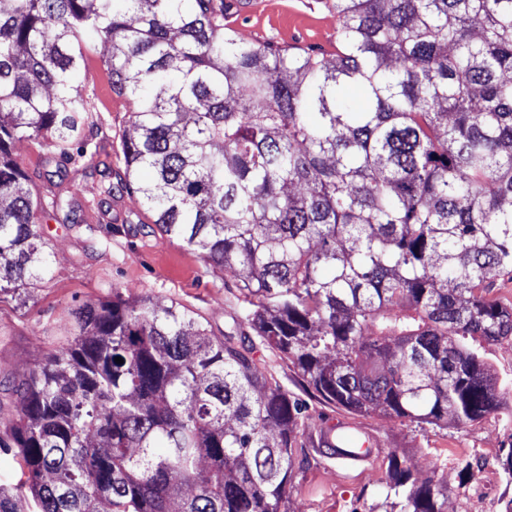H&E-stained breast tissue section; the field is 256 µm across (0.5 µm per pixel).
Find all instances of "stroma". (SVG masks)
<instances>
[{"mask_svg":"<svg viewBox=\"0 0 512 512\" xmlns=\"http://www.w3.org/2000/svg\"><path fill=\"white\" fill-rule=\"evenodd\" d=\"M228 22L254 43L336 50V17L322 0H234ZM105 53L97 47L79 82L96 107L95 125L84 137L87 149L109 166L111 177L87 174L73 163L57 167L51 148L35 141L17 142L13 150L33 192L47 203L59 198L72 204L79 221L66 224L61 211L45 210L40 230L50 253L49 274L28 286L25 302L0 296L1 424L15 417L18 387L29 369L78 334L76 311L111 298L113 290L132 300L184 307L219 338L233 316L249 309L236 279L207 265L198 250L162 234L137 195L121 190L104 196L105 183L119 185L125 177L122 143L133 110L112 90L100 61ZM55 169L63 181H49ZM250 356L258 374L307 406L299 433L304 461L294 468L289 512H369L385 499L393 453L417 479L441 463L448 512H500L502 500L512 497L499 463L512 429L497 417L442 429L367 416L363 422L379 447L370 462L353 465L319 445L324 425L345 423L348 412L324 401L278 351L257 341Z\"/></svg>","mask_w":512,"mask_h":512,"instance_id":"1","label":"stroma"}]
</instances>
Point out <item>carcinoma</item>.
Returning <instances> with one entry per match:
<instances>
[{
    "label": "carcinoma",
    "instance_id": "1",
    "mask_svg": "<svg viewBox=\"0 0 512 512\" xmlns=\"http://www.w3.org/2000/svg\"><path fill=\"white\" fill-rule=\"evenodd\" d=\"M324 4L332 61L244 40L226 0H0V295L49 266L14 142L99 172L78 79L100 41L135 104L122 188L253 306L222 340L118 291L80 308L0 437L26 475L0 512H288L305 406L251 334L352 414L512 422L486 356L512 340L490 297L512 277V0ZM388 478L382 512H445L439 466L393 454Z\"/></svg>",
    "mask_w": 512,
    "mask_h": 512
}]
</instances>
